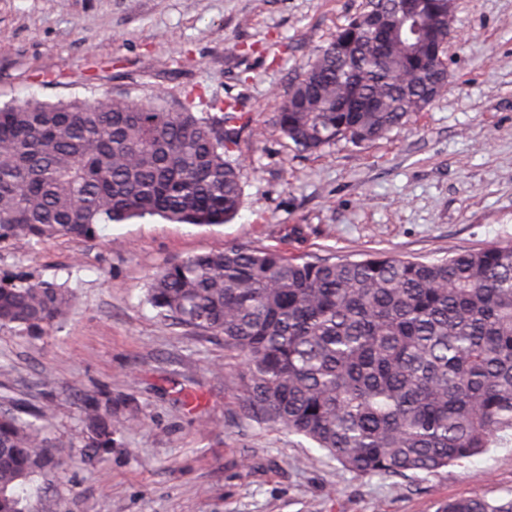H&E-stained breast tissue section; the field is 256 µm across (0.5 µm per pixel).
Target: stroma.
<instances>
[{
  "label": "stroma",
  "mask_w": 512,
  "mask_h": 512,
  "mask_svg": "<svg viewBox=\"0 0 512 512\" xmlns=\"http://www.w3.org/2000/svg\"><path fill=\"white\" fill-rule=\"evenodd\" d=\"M366 0H0V104L73 97H240L238 215L220 226L146 219L93 239L0 243V280L67 288L60 324L0 327V410L52 404L62 464L26 512H437L512 496V434L415 477L360 476L253 416L220 335L171 324L151 277L234 244L312 257L386 252L433 261L512 244V0H455L448 87L386 139L297 153L271 118L301 66ZM299 226L303 240L287 236ZM129 396L141 419L108 458L79 462L84 393Z\"/></svg>",
  "instance_id": "35a3bbf8"
}]
</instances>
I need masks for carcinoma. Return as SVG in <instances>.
I'll return each instance as SVG.
<instances>
[{
    "label": "carcinoma",
    "mask_w": 512,
    "mask_h": 512,
    "mask_svg": "<svg viewBox=\"0 0 512 512\" xmlns=\"http://www.w3.org/2000/svg\"><path fill=\"white\" fill-rule=\"evenodd\" d=\"M402 21L396 0L364 9L307 62L272 122L296 151L386 138L447 88L448 0ZM389 21L387 45L368 19ZM155 95L0 107V241L94 239L104 224L159 218L220 225L242 205L230 153L260 134L239 99L195 112ZM147 301L161 317L220 334L240 356L248 410L312 441L361 476L432 473L512 432V245L436 260L385 253L311 258L234 245L160 270ZM72 297L52 284L0 285V326L40 336ZM108 390L86 396L82 462H99L137 422ZM51 410L0 411V512L56 466ZM439 512H512V498L450 499Z\"/></svg>",
    "instance_id": "carcinoma-1"
}]
</instances>
